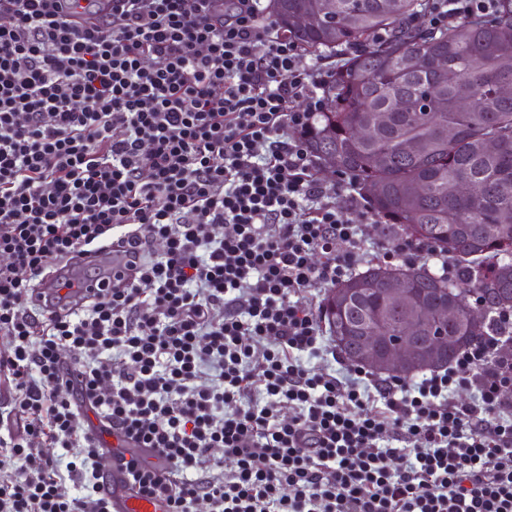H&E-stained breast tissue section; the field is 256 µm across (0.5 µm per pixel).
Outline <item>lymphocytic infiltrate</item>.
I'll use <instances>...</instances> for the list:
<instances>
[{"instance_id": "lymphocytic-infiltrate-1", "label": "lymphocytic infiltrate", "mask_w": 512, "mask_h": 512, "mask_svg": "<svg viewBox=\"0 0 512 512\" xmlns=\"http://www.w3.org/2000/svg\"><path fill=\"white\" fill-rule=\"evenodd\" d=\"M496 7L431 0L428 21ZM332 76L261 0H0V512H110L103 430L165 459L120 465L166 512H512V312L412 384L300 359L324 336L312 289L378 221L314 176ZM121 230L127 276L35 310L58 263ZM379 254L440 260L400 235ZM218 448L228 469L201 475Z\"/></svg>"}]
</instances>
